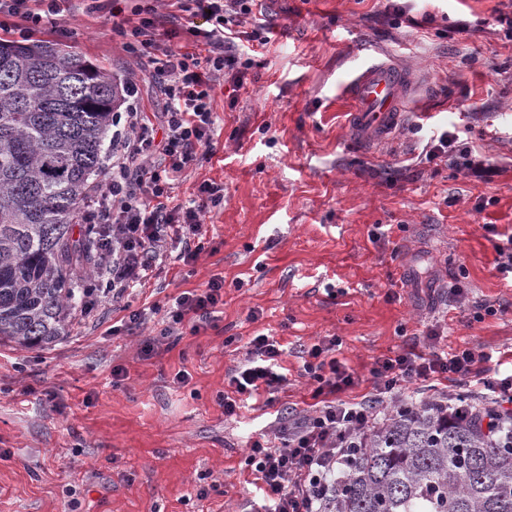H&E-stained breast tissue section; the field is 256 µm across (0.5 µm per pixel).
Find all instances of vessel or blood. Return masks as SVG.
I'll use <instances>...</instances> for the list:
<instances>
[{
  "label": "vessel or blood",
  "instance_id": "1",
  "mask_svg": "<svg viewBox=\"0 0 512 512\" xmlns=\"http://www.w3.org/2000/svg\"><path fill=\"white\" fill-rule=\"evenodd\" d=\"M411 88L410 76L390 54L365 58L343 86L352 103L356 131L368 140L390 135L404 120V102Z\"/></svg>",
  "mask_w": 512,
  "mask_h": 512
}]
</instances>
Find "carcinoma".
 <instances>
[{
  "mask_svg": "<svg viewBox=\"0 0 512 512\" xmlns=\"http://www.w3.org/2000/svg\"><path fill=\"white\" fill-rule=\"evenodd\" d=\"M120 83L44 40H0V340L65 336L99 259L80 204L103 167ZM335 512H512V421L485 430L470 404L404 406L372 427Z\"/></svg>",
  "mask_w": 512,
  "mask_h": 512,
  "instance_id": "1",
  "label": "carcinoma"
}]
</instances>
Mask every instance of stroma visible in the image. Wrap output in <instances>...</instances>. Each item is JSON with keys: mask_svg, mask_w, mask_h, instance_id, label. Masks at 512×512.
<instances>
[{"mask_svg": "<svg viewBox=\"0 0 512 512\" xmlns=\"http://www.w3.org/2000/svg\"><path fill=\"white\" fill-rule=\"evenodd\" d=\"M400 3L397 20L387 0H257L247 25L272 27L271 41L236 103L218 90L213 146L175 191L187 204L203 180L223 184L206 250L189 264L167 256L126 302L73 309L51 346L0 343V512H251L247 441L271 433L278 412H309L303 351L319 339L340 338L336 356L359 380L351 401L370 391L378 357L430 327L452 350L512 351V279L496 269L512 236V41L495 21L512 0ZM461 21L471 38L452 35ZM36 37L136 84L162 111L110 13L67 0ZM377 49L396 55L416 93L410 117L372 142L352 131L340 87ZM456 125L496 165L488 180L418 161L435 129ZM217 276L215 327L142 354L163 326L155 305ZM485 303L495 314L475 318ZM132 309L146 313L136 327ZM258 334L283 345L288 379L272 407L225 416V378Z\"/></svg>", "mask_w": 512, "mask_h": 512, "instance_id": "35a3bbf8", "label": "stroma"}]
</instances>
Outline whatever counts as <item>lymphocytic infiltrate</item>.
I'll return each mask as SVG.
<instances>
[{"label": "lymphocytic infiltrate", "mask_w": 512, "mask_h": 512, "mask_svg": "<svg viewBox=\"0 0 512 512\" xmlns=\"http://www.w3.org/2000/svg\"><path fill=\"white\" fill-rule=\"evenodd\" d=\"M173 2V12L163 11V0H145L131 10L124 9L123 0H87L85 6L89 13L109 8L117 18L113 33L121 37L125 51L152 65L167 99L165 112L158 116L136 102L113 114L112 168L85 207L84 223L99 228V264L111 276L116 298L145 285L170 249H178L179 259L186 262L204 251L202 224L206 214L223 207V185L202 181L188 206L170 205L169 199L198 150L212 145L216 88L240 91L255 64L244 42L262 47L270 41L265 28L245 27L254 0ZM60 10V0H0V28L13 26L27 33ZM183 12L204 16L206 27L183 25ZM186 42L192 51L183 50ZM423 158L463 165L480 180L495 170L455 130L434 135ZM223 307L224 280L215 277L173 299L161 334H199ZM441 340L432 328L422 338L424 352L403 348L378 358L371 370L372 390L357 402L344 397L356 379L336 357L339 339L332 336L311 345L303 368L314 383L312 410L298 419L281 417L274 435L262 434L247 443L244 464L263 493L257 512H332L338 479L380 411L405 384L477 378L493 359L492 353L470 347L445 352ZM284 354L275 337L260 334L248 340L246 358L229 376L221 399L226 416L236 415L245 396L273 403L286 379Z\"/></svg>", "instance_id": "1"}]
</instances>
